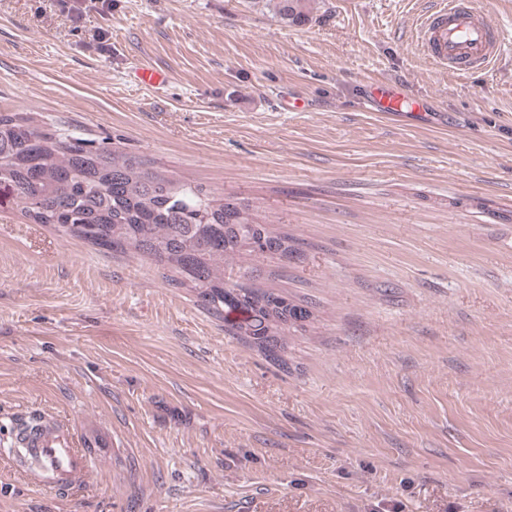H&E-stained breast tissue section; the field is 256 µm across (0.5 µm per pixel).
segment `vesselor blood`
<instances>
[{
    "mask_svg": "<svg viewBox=\"0 0 512 512\" xmlns=\"http://www.w3.org/2000/svg\"><path fill=\"white\" fill-rule=\"evenodd\" d=\"M504 42L502 30L473 6L459 0H438L425 14L419 33L421 51L440 68L464 72L490 64ZM407 96L401 88L376 80L368 96L371 111L397 117L406 113ZM43 463L34 481L53 490L74 489L91 472L85 446L111 447L112 439L100 427H76L57 418L46 419L39 432L24 441Z\"/></svg>",
    "mask_w": 512,
    "mask_h": 512,
    "instance_id": "obj_1",
    "label": "vessel or blood"
}]
</instances>
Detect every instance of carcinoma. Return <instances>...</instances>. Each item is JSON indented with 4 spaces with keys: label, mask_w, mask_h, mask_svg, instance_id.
<instances>
[{
    "label": "carcinoma",
    "mask_w": 512,
    "mask_h": 512,
    "mask_svg": "<svg viewBox=\"0 0 512 512\" xmlns=\"http://www.w3.org/2000/svg\"><path fill=\"white\" fill-rule=\"evenodd\" d=\"M304 0H278L279 17L308 20ZM0 191L32 224L112 252L132 253L166 271V280L196 293L230 335L267 353L307 331L308 306L253 282L235 260L258 250L290 255V238L254 220L249 208L175 180L104 143L48 134L16 113L0 112Z\"/></svg>",
    "instance_id": "carcinoma-1"
}]
</instances>
